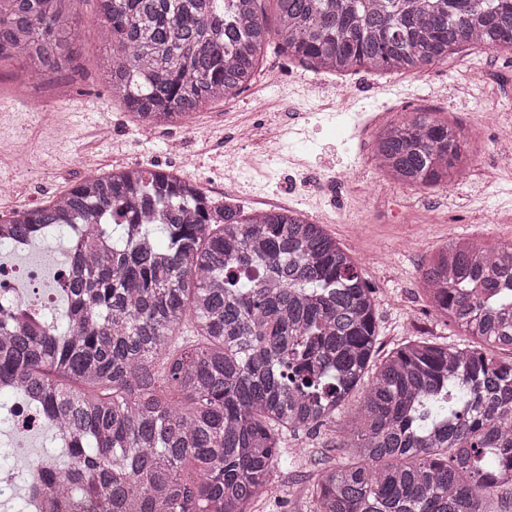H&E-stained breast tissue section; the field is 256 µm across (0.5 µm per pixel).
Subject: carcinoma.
Wrapping results in <instances>:
<instances>
[{"mask_svg": "<svg viewBox=\"0 0 512 512\" xmlns=\"http://www.w3.org/2000/svg\"><path fill=\"white\" fill-rule=\"evenodd\" d=\"M73 0H0V60L45 80L70 60ZM112 97L145 130L188 123L257 80L270 40L314 73L423 71L470 47L512 51V0H98ZM375 159L411 187L470 167L461 130L415 112ZM80 224L63 326L0 309V388L70 440L28 486L50 512H250L278 497L289 434L344 413L353 460L309 484L316 512H491L512 487V242L446 244L420 268L445 324L477 342L409 339L379 358L374 289L296 210L245 215L177 172L91 176L0 219L32 241Z\"/></svg>", "mask_w": 512, "mask_h": 512, "instance_id": "carcinoma-1", "label": "carcinoma"}]
</instances>
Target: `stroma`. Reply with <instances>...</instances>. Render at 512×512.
Returning a JSON list of instances; mask_svg holds the SVG:
<instances>
[{
  "label": "stroma",
  "mask_w": 512,
  "mask_h": 512,
  "mask_svg": "<svg viewBox=\"0 0 512 512\" xmlns=\"http://www.w3.org/2000/svg\"><path fill=\"white\" fill-rule=\"evenodd\" d=\"M97 11L96 0H76L82 26L73 41V66L62 77L40 82L25 63L0 60V113L10 118L0 130V185L7 187L0 192V215L46 205L97 167L175 169L196 179L212 198L236 200L243 211L257 205L290 208L324 225L375 291L381 351L413 336L468 345V337L430 313L419 269L439 247L462 237L486 248L512 242V164L498 162L490 149L491 123L512 125V53L470 48L418 74L362 71L338 77L311 73L268 51L258 80L239 97L210 103L190 125L165 127L160 139L146 141L136 137L133 115L108 89L92 26ZM315 84L344 85L347 102L322 108L307 96ZM286 98L298 102L295 113H282ZM420 111L458 124L470 136L476 149L470 180L416 189L377 167L378 134ZM274 116L288 130L276 156L261 142L242 144V151L256 156V167L225 176V142L234 140L239 126L258 130ZM170 140L181 142L179 152L167 150ZM351 164L357 176L349 187L306 194L315 178ZM365 193L375 197L367 222L348 223L352 200ZM400 240L408 248L398 254ZM388 252L392 260L378 263V255ZM341 442L332 424L289 436L290 457L275 473L283 494L257 502L251 512H314L305 487L320 467L342 462Z\"/></svg>",
  "instance_id": "obj_1"
}]
</instances>
